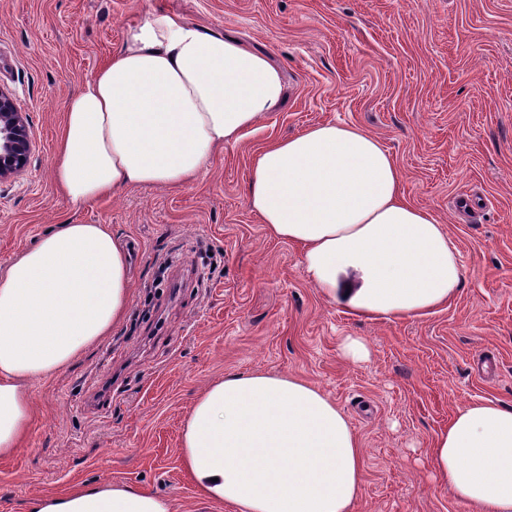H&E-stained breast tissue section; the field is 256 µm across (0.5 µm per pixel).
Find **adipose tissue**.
Wrapping results in <instances>:
<instances>
[{"instance_id":"adipose-tissue-1","label":"adipose tissue","mask_w":512,"mask_h":512,"mask_svg":"<svg viewBox=\"0 0 512 512\" xmlns=\"http://www.w3.org/2000/svg\"><path fill=\"white\" fill-rule=\"evenodd\" d=\"M282 74L266 54L155 14L129 25L71 97L52 175L77 206L130 186L175 187L275 111ZM251 210L297 245L332 303L375 319L427 314L460 288L459 253L433 211L406 197L380 141L320 123L270 142L251 164ZM128 255L105 224H61L0 276V457L30 424V385L109 336L131 304ZM182 459L198 490L238 512H352L363 448L317 387L266 373L208 386L185 422ZM429 465L474 512H512V407L478 400L434 438ZM31 512H171L121 482L35 498Z\"/></svg>"}]
</instances>
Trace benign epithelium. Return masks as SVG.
<instances>
[{
	"instance_id": "7a95c632",
	"label": "benign epithelium",
	"mask_w": 512,
	"mask_h": 512,
	"mask_svg": "<svg viewBox=\"0 0 512 512\" xmlns=\"http://www.w3.org/2000/svg\"><path fill=\"white\" fill-rule=\"evenodd\" d=\"M31 151L26 117L11 95L0 88V180L22 171Z\"/></svg>"
}]
</instances>
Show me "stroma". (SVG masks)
<instances>
[{
    "mask_svg": "<svg viewBox=\"0 0 512 512\" xmlns=\"http://www.w3.org/2000/svg\"><path fill=\"white\" fill-rule=\"evenodd\" d=\"M157 13L266 53L284 100L191 184L76 206L51 172L65 105L127 26ZM0 88L32 139L26 168L0 180V274L52 225L106 224L133 290L111 336L34 384L29 432L0 457V512L107 481L171 512H235L197 490L182 432L205 387L252 372L304 379L349 417L364 448L353 512H472L427 453L467 403L512 406V0H0ZM324 122L377 136L409 200L449 232L463 281L448 303L350 315L307 280L296 245L268 236L247 203L253 155ZM461 195L473 217L456 210ZM170 254L179 262L159 274ZM348 336L366 360L343 355Z\"/></svg>",
    "mask_w": 512,
    "mask_h": 512,
    "instance_id": "obj_1",
    "label": "stroma"
}]
</instances>
